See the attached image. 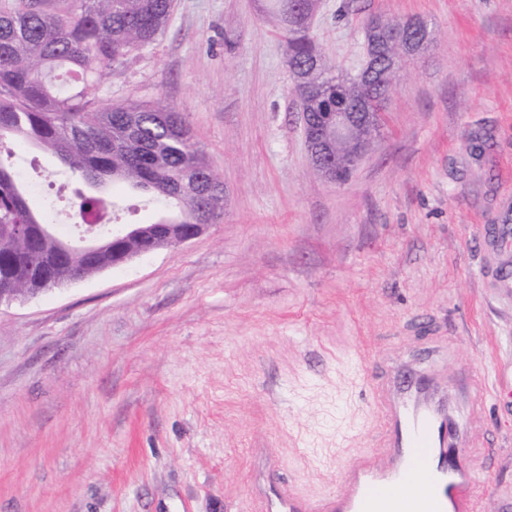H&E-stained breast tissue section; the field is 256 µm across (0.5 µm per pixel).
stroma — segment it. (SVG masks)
Wrapping results in <instances>:
<instances>
[{
    "mask_svg": "<svg viewBox=\"0 0 512 512\" xmlns=\"http://www.w3.org/2000/svg\"><path fill=\"white\" fill-rule=\"evenodd\" d=\"M266 7L175 0L135 64L92 87L183 112L224 216L0 307V512H254L272 468L334 497L348 468L391 459L374 392L408 372L461 428L476 512H512V0H319L314 39L351 73L367 18L433 34L343 185L309 162ZM13 163L78 243L85 182L36 148ZM101 194L123 223L162 215L122 185Z\"/></svg>",
    "mask_w": 512,
    "mask_h": 512,
    "instance_id": "obj_1",
    "label": "stroma"
}]
</instances>
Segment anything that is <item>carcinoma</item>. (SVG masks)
Segmentation results:
<instances>
[{
	"label": "carcinoma",
	"mask_w": 512,
	"mask_h": 512,
	"mask_svg": "<svg viewBox=\"0 0 512 512\" xmlns=\"http://www.w3.org/2000/svg\"><path fill=\"white\" fill-rule=\"evenodd\" d=\"M287 32L290 71L317 68V95L342 84L355 107L384 111L385 86L359 83L331 63L310 35L311 18L284 24L291 0H269ZM174 0H0V146L49 151L82 180L118 182L175 210L161 224H211L224 213V185L191 141L185 115L152 104L97 101L88 88L112 68L129 65L164 32ZM103 199L78 193L80 215L102 221ZM43 220L10 161L0 157V288H39L35 271L55 256V240L39 239ZM112 251L76 254L73 268L91 275Z\"/></svg>",
	"instance_id": "cac0c4a2"
}]
</instances>
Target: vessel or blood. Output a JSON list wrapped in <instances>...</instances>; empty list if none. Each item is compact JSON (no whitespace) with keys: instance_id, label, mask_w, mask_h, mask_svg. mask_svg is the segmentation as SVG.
<instances>
[{"instance_id":"b4317fda","label":"vessel or blood","mask_w":512,"mask_h":512,"mask_svg":"<svg viewBox=\"0 0 512 512\" xmlns=\"http://www.w3.org/2000/svg\"><path fill=\"white\" fill-rule=\"evenodd\" d=\"M377 410L385 444L394 450L386 465L359 462L344 474L345 491L317 505L295 486L271 479L258 512H473L476 470L464 461H448L454 424L447 410L415 385L407 386L399 401L382 395ZM412 485L418 489L412 500L390 499V491Z\"/></svg>"}]
</instances>
